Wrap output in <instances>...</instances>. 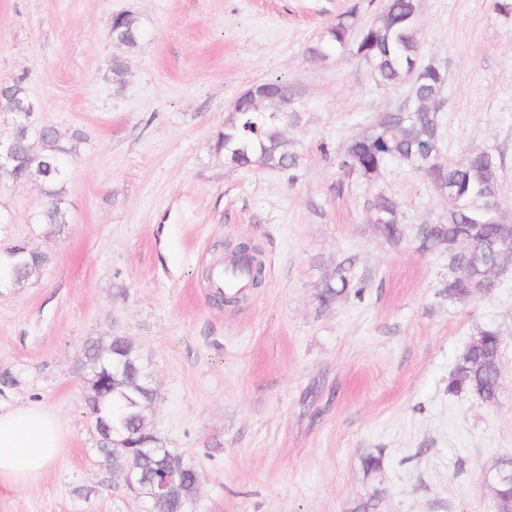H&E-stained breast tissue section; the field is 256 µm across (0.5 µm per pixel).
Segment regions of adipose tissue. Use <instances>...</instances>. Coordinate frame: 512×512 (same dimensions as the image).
Listing matches in <instances>:
<instances>
[{
  "label": "adipose tissue",
  "instance_id": "ef3b65f1",
  "mask_svg": "<svg viewBox=\"0 0 512 512\" xmlns=\"http://www.w3.org/2000/svg\"><path fill=\"white\" fill-rule=\"evenodd\" d=\"M61 446L59 421L41 406L0 407V483L21 488L36 480Z\"/></svg>",
  "mask_w": 512,
  "mask_h": 512
}]
</instances>
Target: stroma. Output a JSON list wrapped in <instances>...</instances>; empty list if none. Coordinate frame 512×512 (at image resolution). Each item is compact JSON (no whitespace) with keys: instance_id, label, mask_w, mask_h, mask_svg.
Wrapping results in <instances>:
<instances>
[{"instance_id":"stroma-1","label":"stroma","mask_w":512,"mask_h":512,"mask_svg":"<svg viewBox=\"0 0 512 512\" xmlns=\"http://www.w3.org/2000/svg\"><path fill=\"white\" fill-rule=\"evenodd\" d=\"M496 0H418L421 60L445 75L440 151L489 150L512 199V12ZM375 0H0V76L23 79L39 122L80 132L63 185L68 222L36 221L33 183L0 186V252L24 242L50 261L0 288V403L42 405L65 434L34 483L0 484V512H149L96 451L77 372L84 343L119 333L154 376V425L200 475L194 512H494L485 474L512 458V274L465 305L440 294L448 255L418 248L448 213L426 177L389 163L369 185L339 167L347 141L409 88L378 85L359 57L308 45ZM144 24L113 43V14ZM122 66L115 76L114 66ZM277 80L302 94L285 134L294 175L232 168L216 135L236 98ZM382 189L403 204L391 243L365 222ZM242 240L263 251L266 285L237 307L212 299L206 268ZM364 280L320 312L316 286L340 262ZM502 337L496 403L448 392L477 327ZM383 457L368 478L366 454Z\"/></svg>"}]
</instances>
